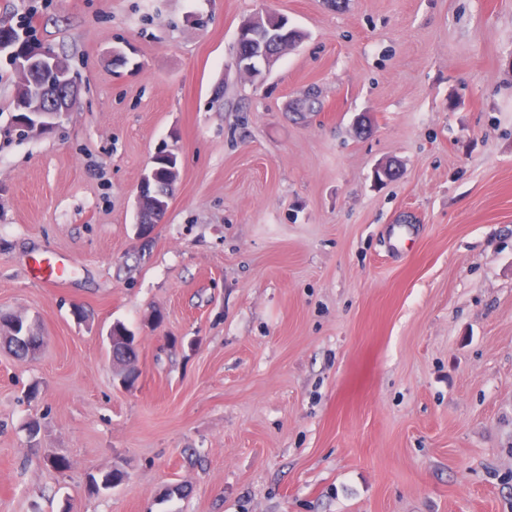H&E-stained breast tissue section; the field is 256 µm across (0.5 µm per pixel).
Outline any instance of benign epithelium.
Returning <instances> with one entry per match:
<instances>
[{
  "label": "benign epithelium",
  "instance_id": "obj_1",
  "mask_svg": "<svg viewBox=\"0 0 512 512\" xmlns=\"http://www.w3.org/2000/svg\"><path fill=\"white\" fill-rule=\"evenodd\" d=\"M286 23L287 19L269 13L243 21L233 58L236 71L256 78L260 68H270L288 47L274 52L268 48V40ZM0 52L15 59V68L20 75L51 78L47 85L33 81L27 84L19 99L17 122L34 136L53 130L78 102L79 87L70 66L55 51L35 45L23 47L6 34L0 36Z\"/></svg>",
  "mask_w": 512,
  "mask_h": 512
}]
</instances>
